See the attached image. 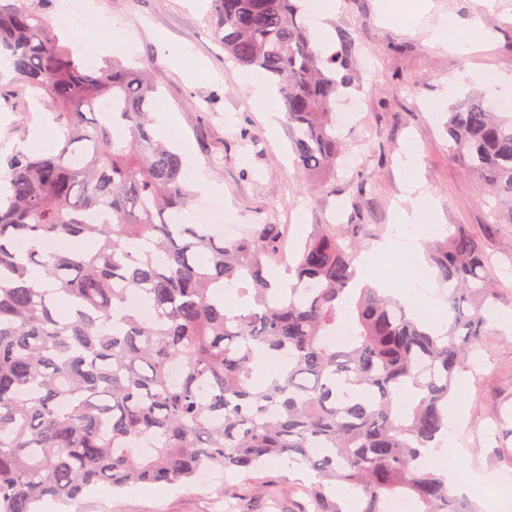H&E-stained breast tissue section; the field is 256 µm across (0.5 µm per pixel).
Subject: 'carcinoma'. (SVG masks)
Listing matches in <instances>:
<instances>
[{
	"label": "carcinoma",
	"mask_w": 512,
	"mask_h": 512,
	"mask_svg": "<svg viewBox=\"0 0 512 512\" xmlns=\"http://www.w3.org/2000/svg\"><path fill=\"white\" fill-rule=\"evenodd\" d=\"M302 0H213L224 51L281 94L294 163L329 193L342 156L336 96L354 83L352 33L322 53ZM17 88L53 109L56 154L0 156V512L75 501L91 485L188 484L204 465L246 476L270 460L313 471V512L402 497L415 512H476L422 449L448 431V401L483 349L499 299L481 243L461 226L428 246L448 289L433 329L368 283L347 224H315L274 288L281 225L237 240L181 220L193 197L183 158L154 132L147 66L116 53L97 68L61 43L38 0H0V48ZM112 103L108 118L88 120ZM448 144L512 224V113L473 98L448 113ZM55 238L83 247L47 254ZM238 288L243 307L224 306ZM142 291L143 321L126 304ZM62 305L64 316L56 312ZM347 323L352 338L327 342ZM288 362L260 379V357ZM177 365L180 381L170 380ZM321 448L314 455L311 449Z\"/></svg>",
	"instance_id": "obj_1"
}]
</instances>
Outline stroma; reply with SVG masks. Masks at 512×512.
Here are the masks:
<instances>
[{
    "label": "stroma",
    "mask_w": 512,
    "mask_h": 512,
    "mask_svg": "<svg viewBox=\"0 0 512 512\" xmlns=\"http://www.w3.org/2000/svg\"><path fill=\"white\" fill-rule=\"evenodd\" d=\"M339 9L323 14L319 24L329 33L353 32L358 49L352 68L357 78L346 88L337 111L351 102L361 110L354 123L336 133L352 144L357 167L371 173L365 192H357L352 171L338 174L334 191L320 195L294 168L284 127L268 128L251 105L247 71L230 58L215 38L212 0H86L98 29L76 24L69 41H99L111 55L114 31L133 44L130 58L153 63V77L167 103L175 136L184 149L193 185L203 197L219 196L227 218L235 224H282L286 240L302 242L312 225L337 215L339 223L355 216L370 227L363 250L387 239L396 221V205L405 184L400 153L408 138L420 143L417 152L419 191L433 197L434 216L443 225H462L481 241L498 278L497 312L512 310V224H496L494 201L479 197L474 177L448 151L444 125L452 106L478 97L488 104L512 101V0H494L485 11L479 0H398L404 13L385 21L380 0H340ZM489 34L485 49L463 56L433 47L430 32L452 21L460 37H468L474 17ZM502 77L488 86L483 74ZM436 109L426 112L423 101ZM38 117L28 95L0 99V153H11L14 128L31 129ZM486 361L478 374L463 373L448 404L460 409L455 433L467 451L459 473L484 477L468 496L480 512H499L485 482L503 474L494 446L482 427L492 412L512 422V332L493 325ZM314 477L296 475L272 463L251 479L238 480L235 512H302L303 488ZM223 481L204 490L198 484L143 485L101 494L88 490L72 504L42 502L40 512H211Z\"/></svg>",
    "instance_id": "1"
}]
</instances>
